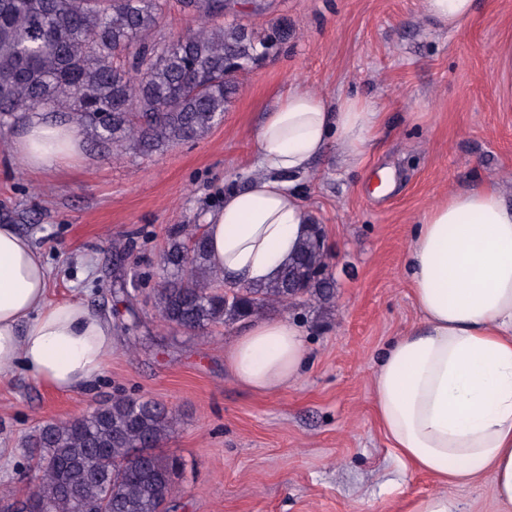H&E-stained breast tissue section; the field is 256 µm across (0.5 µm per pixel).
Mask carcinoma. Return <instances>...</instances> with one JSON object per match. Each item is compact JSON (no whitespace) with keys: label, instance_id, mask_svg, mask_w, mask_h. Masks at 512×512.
Here are the masks:
<instances>
[{"label":"carcinoma","instance_id":"carcinoma-1","mask_svg":"<svg viewBox=\"0 0 512 512\" xmlns=\"http://www.w3.org/2000/svg\"><path fill=\"white\" fill-rule=\"evenodd\" d=\"M195 26L166 32L173 5ZM224 0H0V127L40 112L63 117L107 151L148 154L203 137L224 118L235 75L288 37L226 23ZM335 279L321 225L279 276L226 286L200 226L169 231L152 305L170 326L203 332L301 299L329 307ZM127 333L140 326L125 288ZM178 425L165 404L120 396L25 438L33 479L13 512H172L178 463L157 452Z\"/></svg>","mask_w":512,"mask_h":512}]
</instances>
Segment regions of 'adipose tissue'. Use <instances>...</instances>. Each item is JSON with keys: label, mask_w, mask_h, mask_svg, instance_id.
Instances as JSON below:
<instances>
[{"label": "adipose tissue", "mask_w": 512, "mask_h": 512, "mask_svg": "<svg viewBox=\"0 0 512 512\" xmlns=\"http://www.w3.org/2000/svg\"><path fill=\"white\" fill-rule=\"evenodd\" d=\"M475 0H425L441 31L471 18ZM385 122L359 95L289 89L255 133L257 171L207 216L210 262L228 283L275 279L296 254L310 214L291 179L329 145L345 166L366 164ZM82 136L55 118L26 123L14 143L30 172L66 164ZM405 273L420 323L394 338L372 375L379 425L396 457L442 484L487 479L512 512V201L496 184L449 193L417 220ZM111 321L76 301L47 300V266L13 225H0V378L24 371L57 391L87 387L112 357ZM302 323L262 316L224 351L234 379L280 390L309 362Z\"/></svg>", "instance_id": "obj_1"}]
</instances>
